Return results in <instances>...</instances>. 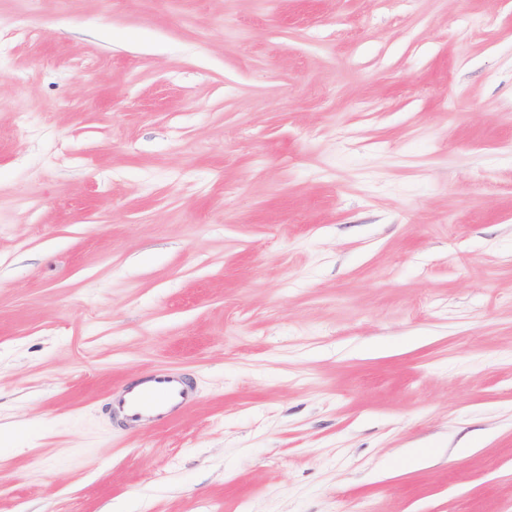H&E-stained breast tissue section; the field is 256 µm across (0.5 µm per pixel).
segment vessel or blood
I'll list each match as a JSON object with an SVG mask.
<instances>
[{
    "instance_id": "obj_1",
    "label": "vessel or blood",
    "mask_w": 512,
    "mask_h": 512,
    "mask_svg": "<svg viewBox=\"0 0 512 512\" xmlns=\"http://www.w3.org/2000/svg\"><path fill=\"white\" fill-rule=\"evenodd\" d=\"M195 388L185 374L174 369L149 372L136 385L112 396L114 423L142 429L174 418L188 409Z\"/></svg>"
}]
</instances>
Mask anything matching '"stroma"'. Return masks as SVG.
Returning <instances> with one entry per match:
<instances>
[{"label": "stroma", "instance_id": "35a3bbf8", "mask_svg": "<svg viewBox=\"0 0 512 512\" xmlns=\"http://www.w3.org/2000/svg\"><path fill=\"white\" fill-rule=\"evenodd\" d=\"M0 512H512V0H0ZM194 392L190 378L177 370L151 371L136 385L112 394V420L137 430L162 423L188 409Z\"/></svg>", "mask_w": 512, "mask_h": 512}]
</instances>
